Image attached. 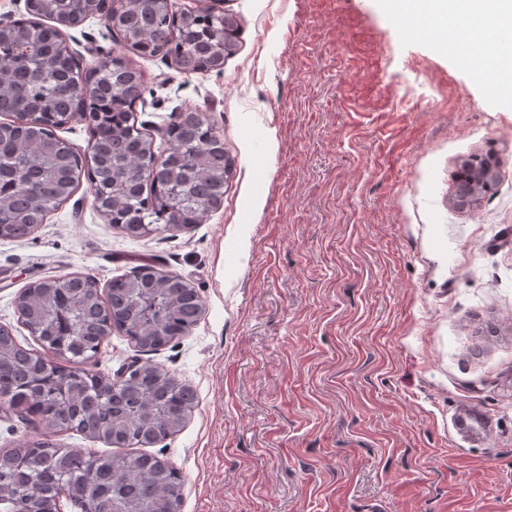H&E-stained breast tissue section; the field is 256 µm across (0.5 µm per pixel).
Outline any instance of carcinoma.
<instances>
[{
	"label": "carcinoma",
	"instance_id": "carcinoma-1",
	"mask_svg": "<svg viewBox=\"0 0 512 512\" xmlns=\"http://www.w3.org/2000/svg\"><path fill=\"white\" fill-rule=\"evenodd\" d=\"M112 24L127 47L144 58L182 50V64L191 71L221 66V59L237 49L235 16L209 19L189 13L176 18L167 0H126ZM220 43L223 58L216 59L213 47ZM70 70V58L59 51L51 31L22 25L7 32L0 46V116H14L47 99L53 111L74 114L76 100L66 80ZM102 83V129L89 155L99 180L112 185L106 211L123 221L130 237L138 236L131 223L168 224L174 218L167 211L172 199L179 223H201L224 201L230 166L224 140L201 144L203 111L189 109L167 125L162 166L154 179L142 181L138 167L156 156L153 138L131 132L133 106L146 92L144 76L131 64H116ZM0 127V219L7 222V235L23 239L77 189L82 156L54 132L4 122ZM486 167H498L496 158L462 161L458 200L479 201L492 189L493 181L467 190L469 173ZM108 309L120 320L118 330L142 351L190 333L203 315L202 301L187 281L161 273L148 281L115 277L103 298L90 292L81 275L66 277L52 291L31 288L17 307L20 322L40 326V345L64 347L70 367L44 364L36 350L18 342L13 330L0 327V405L21 422L36 418L54 433L72 430L108 447L157 444L181 431L197 395L167 370L134 361L125 377L113 379L89 367L101 353ZM61 385L67 389L64 401L52 395ZM63 487L71 502L90 512H178L183 497L177 471L166 459L143 450L98 456L51 439L0 448V512H14L19 501L27 503L28 512H57Z\"/></svg>",
	"mask_w": 512,
	"mask_h": 512
}]
</instances>
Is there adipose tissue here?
<instances>
[{
  "mask_svg": "<svg viewBox=\"0 0 512 512\" xmlns=\"http://www.w3.org/2000/svg\"><path fill=\"white\" fill-rule=\"evenodd\" d=\"M390 12L411 15L427 21L431 30L468 40L465 63L480 80H495L498 87L512 94V66L497 77H490L486 59L512 54V0H388ZM496 26L488 30L486 19Z\"/></svg>",
  "mask_w": 512,
  "mask_h": 512,
  "instance_id": "adipose-tissue-1",
  "label": "adipose tissue"
}]
</instances>
